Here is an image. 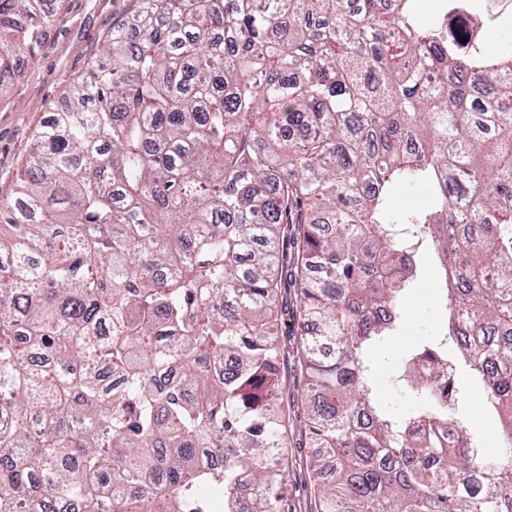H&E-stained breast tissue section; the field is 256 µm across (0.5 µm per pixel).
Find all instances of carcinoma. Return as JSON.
<instances>
[{
    "instance_id": "carcinoma-1",
    "label": "carcinoma",
    "mask_w": 512,
    "mask_h": 512,
    "mask_svg": "<svg viewBox=\"0 0 512 512\" xmlns=\"http://www.w3.org/2000/svg\"><path fill=\"white\" fill-rule=\"evenodd\" d=\"M453 8L139 0L112 30L0 201V512H292L288 319L311 512H512V454L459 417L463 370L512 435V17L489 52ZM0 16L2 91L55 12ZM424 251L449 317L395 414L369 354ZM284 374L288 385V403H290L293 396H300L304 391L306 381L296 360L292 356L288 359V367H285Z\"/></svg>"
}]
</instances>
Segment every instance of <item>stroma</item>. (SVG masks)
Returning <instances> with one entry per match:
<instances>
[{
  "mask_svg": "<svg viewBox=\"0 0 512 512\" xmlns=\"http://www.w3.org/2000/svg\"><path fill=\"white\" fill-rule=\"evenodd\" d=\"M136 7V0H57L56 20L43 35L35 62L0 92V196H6L13 188L36 129L49 119L55 108L61 107L62 94L68 86L87 72L94 59L104 58L112 30L125 24ZM421 265L423 281L403 302L406 319L403 338L377 352L378 392L397 414L412 410L414 401L393 386L392 371L414 337L436 330L445 315L428 288L435 276L431 258L422 256ZM461 413L480 442H489L498 435V418L486 410L476 386L467 387ZM311 454L303 412L298 409L291 418L288 456L293 460V468L286 487L297 512H309L313 496L306 469Z\"/></svg>",
  "mask_w": 512,
  "mask_h": 512,
  "instance_id": "1",
  "label": "stroma"
}]
</instances>
